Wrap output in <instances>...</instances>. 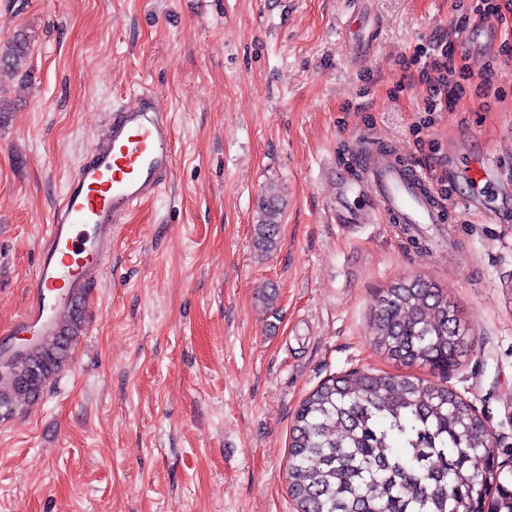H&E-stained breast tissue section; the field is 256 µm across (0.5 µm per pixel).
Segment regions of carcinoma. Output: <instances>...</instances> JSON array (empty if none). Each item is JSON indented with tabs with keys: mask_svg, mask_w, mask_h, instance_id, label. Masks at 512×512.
<instances>
[{
	"mask_svg": "<svg viewBox=\"0 0 512 512\" xmlns=\"http://www.w3.org/2000/svg\"><path fill=\"white\" fill-rule=\"evenodd\" d=\"M29 36L0 47V73H18ZM282 216L272 197L260 208L255 244L270 251ZM72 298L55 336L0 367V409L36 402L63 370L83 329ZM373 341L385 356L442 381L353 371L331 377L299 405L289 444L288 492L297 512H512V469L487 447L475 407L443 378L467 355L448 294L420 278L398 279L378 298Z\"/></svg>",
	"mask_w": 512,
	"mask_h": 512,
	"instance_id": "carcinoma-1",
	"label": "carcinoma"
}]
</instances>
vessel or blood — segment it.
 Masks as SVG:
<instances>
[{
	"label": "vessel or blood",
	"instance_id": "obj_1",
	"mask_svg": "<svg viewBox=\"0 0 512 512\" xmlns=\"http://www.w3.org/2000/svg\"><path fill=\"white\" fill-rule=\"evenodd\" d=\"M359 159L361 188L375 201L363 223L386 216L397 224H442L458 205L454 199L438 202L423 173L388 148L360 152ZM174 161L173 120L163 101L146 91L134 105L113 112L104 138L72 173L39 243L32 299L16 322L19 329L51 331L53 313L103 273L118 224L162 191Z\"/></svg>",
	"mask_w": 512,
	"mask_h": 512
}]
</instances>
